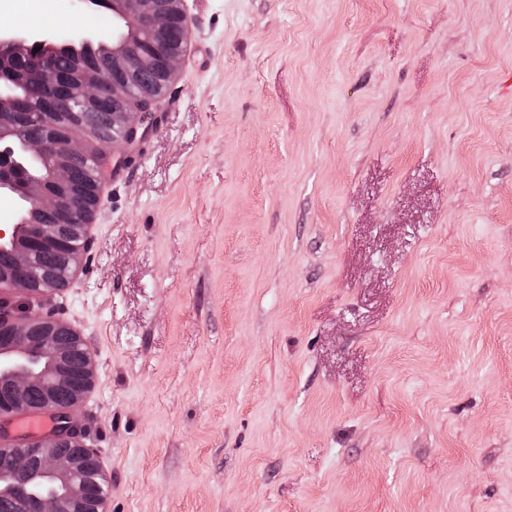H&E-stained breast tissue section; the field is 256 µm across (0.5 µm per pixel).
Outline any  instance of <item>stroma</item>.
<instances>
[{
    "instance_id": "stroma-1",
    "label": "stroma",
    "mask_w": 512,
    "mask_h": 512,
    "mask_svg": "<svg viewBox=\"0 0 512 512\" xmlns=\"http://www.w3.org/2000/svg\"><path fill=\"white\" fill-rule=\"evenodd\" d=\"M183 8L63 291L106 512H512V0Z\"/></svg>"
}]
</instances>
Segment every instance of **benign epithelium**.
<instances>
[{
  "mask_svg": "<svg viewBox=\"0 0 512 512\" xmlns=\"http://www.w3.org/2000/svg\"><path fill=\"white\" fill-rule=\"evenodd\" d=\"M176 0H109L116 16L112 39L117 45L110 54L106 75L82 74L61 81L55 62L58 52L75 42L93 43L102 35L77 28L53 33L21 32L0 26V59H25L39 48L40 64L27 79L42 86L54 98L49 111L27 112L24 101L0 94V194L12 193L28 203L25 215L13 224L12 231L0 228V249L12 253V268L0 272L8 281L24 308H38L37 318L44 322L64 319L65 308L56 300L59 290L47 288L41 294L28 293L27 277L31 255L36 249L54 242L61 224L86 223L82 188L75 185L70 168L74 156L86 152L85 143L68 134L53 132L56 115L63 106L85 112L105 106L112 108V124L123 132L120 143L130 150L155 131L159 125L158 101L139 99L135 106H125L130 96L127 78L136 71L158 70L176 76L182 56L164 51L171 31L173 3ZM48 130L41 138L28 135L31 125ZM40 160L47 176L37 178L15 160L16 151ZM96 248L92 234L74 245L75 267L91 256ZM59 337L47 328H37L33 319L18 313L16 305H0V391L12 397L13 407L0 410V444L10 450V470H0V479H13L16 499L26 512H60L63 499L79 502L86 496L84 482L78 478L75 463L54 451L61 436L84 439L82 424L75 417L76 406H64L56 393L70 390L77 382L62 361ZM34 389L45 393L43 411L55 422L53 431L33 442H18L9 436L11 415L25 407L27 395ZM37 456L41 471L49 476L59 491L36 495L26 482L30 459Z\"/></svg>",
  "mask_w": 512,
  "mask_h": 512,
  "instance_id": "benign-epithelium-1",
  "label": "benign epithelium"
}]
</instances>
